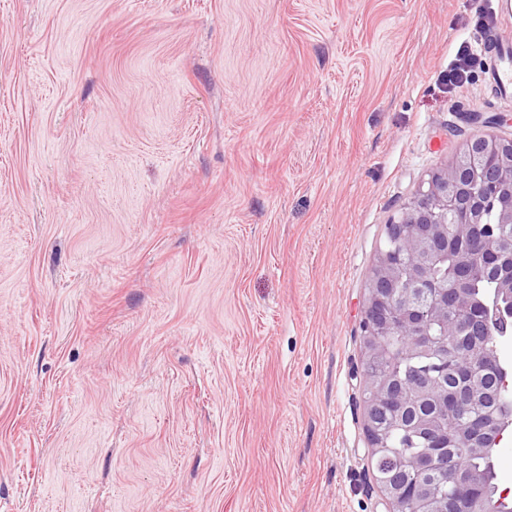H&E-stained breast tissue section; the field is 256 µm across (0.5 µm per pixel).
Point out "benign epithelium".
<instances>
[{"label": "benign epithelium", "mask_w": 512, "mask_h": 512, "mask_svg": "<svg viewBox=\"0 0 512 512\" xmlns=\"http://www.w3.org/2000/svg\"><path fill=\"white\" fill-rule=\"evenodd\" d=\"M395 249L379 251L370 277L361 323L363 358L356 370L363 387L366 432L371 455L378 448L375 415L387 412L404 428L425 434L430 447L397 470L412 469L410 485L394 475L375 474L389 505L387 512H502L508 495L488 486L487 478L453 457L441 418H466L456 447L470 455H488L508 425L501 377L506 374L491 338L512 330V269L495 279L493 297L481 301L475 283L493 265L512 260V139L482 135L467 142L450 164L433 172L385 225ZM472 262L459 266L451 279L432 276L433 266L456 247ZM398 336L423 352L441 353L439 369L420 372L403 383L388 372L372 375L365 362L389 357ZM478 373L495 377V385L474 381ZM443 477L449 495L439 497L427 477Z\"/></svg>", "instance_id": "obj_1"}]
</instances>
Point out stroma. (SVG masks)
<instances>
[{
    "label": "stroma",
    "instance_id": "obj_1",
    "mask_svg": "<svg viewBox=\"0 0 512 512\" xmlns=\"http://www.w3.org/2000/svg\"><path fill=\"white\" fill-rule=\"evenodd\" d=\"M493 12L488 27L476 9ZM497 0H0V512H386L384 228L479 135ZM456 59L448 70V86L455 89L471 82L474 69L482 67L481 52L470 42H462L456 52Z\"/></svg>",
    "mask_w": 512,
    "mask_h": 512
}]
</instances>
